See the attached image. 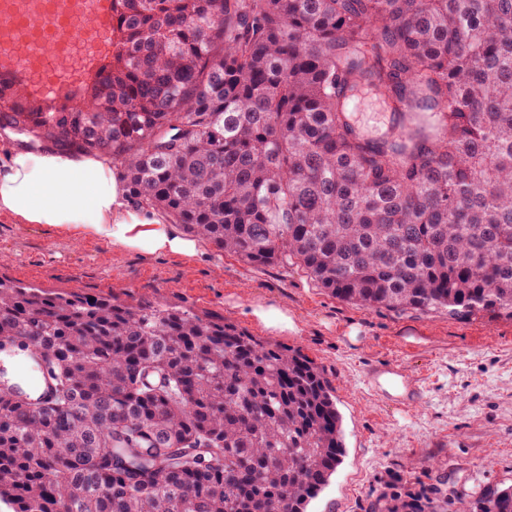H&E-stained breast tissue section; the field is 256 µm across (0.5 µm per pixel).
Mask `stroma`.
<instances>
[{"mask_svg":"<svg viewBox=\"0 0 512 512\" xmlns=\"http://www.w3.org/2000/svg\"><path fill=\"white\" fill-rule=\"evenodd\" d=\"M0 276L54 293L209 314L307 356L336 389L346 455L308 512H373L452 481L455 496L512 485V321L367 309L317 287L298 266L257 268L206 247L189 260L147 256L0 216ZM287 309L297 331L273 334L247 314ZM400 368L420 391L399 408L366 382L370 365Z\"/></svg>","mask_w":512,"mask_h":512,"instance_id":"1","label":"stroma"}]
</instances>
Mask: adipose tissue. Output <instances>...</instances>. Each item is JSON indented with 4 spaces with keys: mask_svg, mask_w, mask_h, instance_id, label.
I'll list each match as a JSON object with an SVG mask.
<instances>
[{
    "mask_svg": "<svg viewBox=\"0 0 512 512\" xmlns=\"http://www.w3.org/2000/svg\"><path fill=\"white\" fill-rule=\"evenodd\" d=\"M0 215L149 256L192 259L203 252L202 238L134 207L111 160L100 155L7 150L0 157Z\"/></svg>",
    "mask_w": 512,
    "mask_h": 512,
    "instance_id": "adipose-tissue-1",
    "label": "adipose tissue"
}]
</instances>
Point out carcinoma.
I'll use <instances>...</instances> for the list:
<instances>
[{"label": "carcinoma", "instance_id": "carcinoma-1", "mask_svg": "<svg viewBox=\"0 0 512 512\" xmlns=\"http://www.w3.org/2000/svg\"><path fill=\"white\" fill-rule=\"evenodd\" d=\"M76 103L0 75V133L122 167L130 199L369 308L512 320V0H112ZM395 103L380 138L347 111ZM8 512H308L346 454L312 360L222 318L0 278ZM428 496L386 512H429ZM457 512H512V486Z\"/></svg>", "mask_w": 512, "mask_h": 512}]
</instances>
